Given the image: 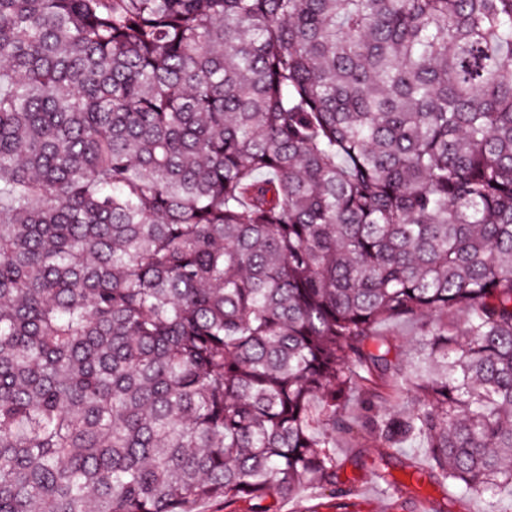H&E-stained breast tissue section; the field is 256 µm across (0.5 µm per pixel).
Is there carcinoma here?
I'll return each mask as SVG.
<instances>
[{"label": "carcinoma", "instance_id": "obj_1", "mask_svg": "<svg viewBox=\"0 0 512 512\" xmlns=\"http://www.w3.org/2000/svg\"><path fill=\"white\" fill-rule=\"evenodd\" d=\"M354 429L512 493V0H0V512L350 498ZM423 318L387 322L376 327V335L386 339L390 346L389 359L393 367L405 370L407 361L414 356V344L420 338L418 325Z\"/></svg>", "mask_w": 512, "mask_h": 512}]
</instances>
